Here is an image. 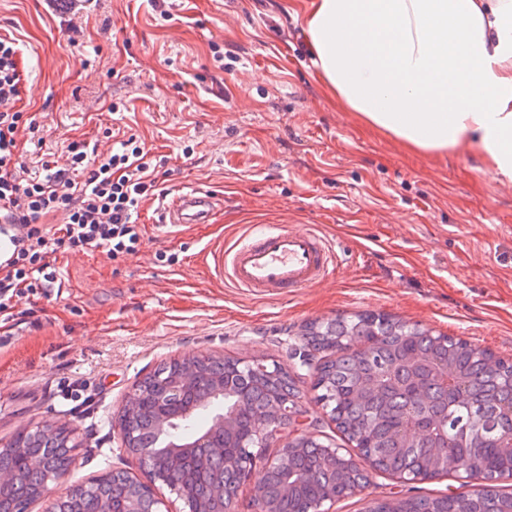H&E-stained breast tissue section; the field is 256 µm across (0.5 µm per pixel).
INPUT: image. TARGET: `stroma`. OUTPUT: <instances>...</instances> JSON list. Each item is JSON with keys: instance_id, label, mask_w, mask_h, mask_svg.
Masks as SVG:
<instances>
[{"instance_id": "stroma-1", "label": "stroma", "mask_w": 512, "mask_h": 512, "mask_svg": "<svg viewBox=\"0 0 512 512\" xmlns=\"http://www.w3.org/2000/svg\"><path fill=\"white\" fill-rule=\"evenodd\" d=\"M301 0H0V36L15 38L19 111L65 165L71 139L107 149L137 135L166 156L165 196L217 195L214 223L160 225L139 212L142 251L121 266L99 254L61 257L62 288L40 301L39 327L0 347V441L44 424L75 429V460L48 489L120 468H145L118 431L123 398L160 365L188 355L277 362L295 399L321 421L318 441L347 447L317 403L315 367L296 357L311 321L375 312L512 359V194L498 192L477 149L418 155L342 110L315 77L294 10ZM234 14L225 25V14ZM315 229L343 262L339 281L278 299L213 279L201 252L248 226ZM175 264L157 262V250ZM85 381L81 417L57 395ZM325 512H366L396 495L470 494L477 480L417 484L369 470Z\"/></svg>"}]
</instances>
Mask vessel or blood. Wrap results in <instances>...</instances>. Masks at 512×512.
<instances>
[{
    "instance_id": "obj_1",
    "label": "vessel or blood",
    "mask_w": 512,
    "mask_h": 512,
    "mask_svg": "<svg viewBox=\"0 0 512 512\" xmlns=\"http://www.w3.org/2000/svg\"><path fill=\"white\" fill-rule=\"evenodd\" d=\"M217 207L215 195L193 189L176 195L160 214L170 227L205 224ZM203 262L212 277L260 296L296 294L328 281L338 267L332 246L295 224L251 226L232 245L205 250Z\"/></svg>"
}]
</instances>
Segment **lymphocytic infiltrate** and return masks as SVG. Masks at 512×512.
<instances>
[{
	"instance_id": "obj_1",
	"label": "lymphocytic infiltrate",
	"mask_w": 512,
	"mask_h": 512,
	"mask_svg": "<svg viewBox=\"0 0 512 512\" xmlns=\"http://www.w3.org/2000/svg\"><path fill=\"white\" fill-rule=\"evenodd\" d=\"M17 52L14 38L0 37V234L13 246L0 267V329L27 323L33 304L51 298L59 255L99 252L116 264L136 256L144 245L138 213L159 174L155 155L133 135L102 154L69 142L67 167L45 160L23 174L17 135L36 137L39 127L15 108Z\"/></svg>"
}]
</instances>
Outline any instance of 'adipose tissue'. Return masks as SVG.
<instances>
[{
  "label": "adipose tissue",
  "instance_id": "ef3b65f1",
  "mask_svg": "<svg viewBox=\"0 0 512 512\" xmlns=\"http://www.w3.org/2000/svg\"><path fill=\"white\" fill-rule=\"evenodd\" d=\"M302 21L363 123L419 154L476 148L512 181V0H304Z\"/></svg>",
  "mask_w": 512,
  "mask_h": 512
}]
</instances>
